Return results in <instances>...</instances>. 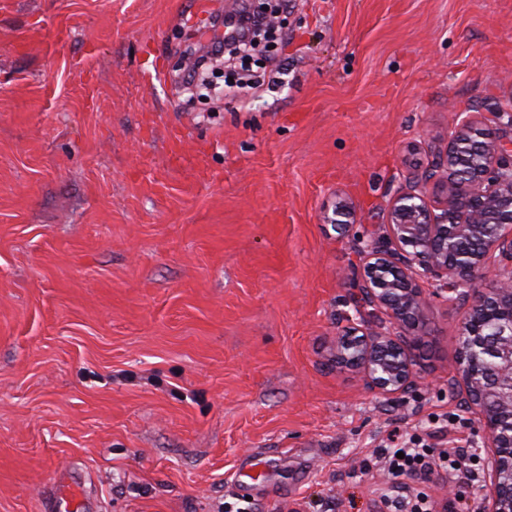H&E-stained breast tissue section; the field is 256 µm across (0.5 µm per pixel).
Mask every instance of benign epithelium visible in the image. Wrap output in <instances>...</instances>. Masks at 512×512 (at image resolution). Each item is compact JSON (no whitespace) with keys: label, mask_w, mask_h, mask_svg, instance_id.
Segmentation results:
<instances>
[{"label":"benign epithelium","mask_w":512,"mask_h":512,"mask_svg":"<svg viewBox=\"0 0 512 512\" xmlns=\"http://www.w3.org/2000/svg\"><path fill=\"white\" fill-rule=\"evenodd\" d=\"M512 113L482 105L462 110L431 163L413 169L389 201V232L364 251L362 302L402 327L417 326L433 294L468 304L457 348L463 402L483 432L482 471L489 483L484 512H512ZM324 221L343 231L351 208L337 201ZM492 278V286L479 281ZM331 361L355 370L383 394L413 384L414 349L365 315L336 337Z\"/></svg>","instance_id":"obj_1"}]
</instances>
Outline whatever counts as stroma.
Masks as SVG:
<instances>
[{"instance_id": "stroma-1", "label": "stroma", "mask_w": 512, "mask_h": 512, "mask_svg": "<svg viewBox=\"0 0 512 512\" xmlns=\"http://www.w3.org/2000/svg\"><path fill=\"white\" fill-rule=\"evenodd\" d=\"M207 2L0 0V512L61 473L85 512H388L393 436L458 415L485 455L450 384L466 307L432 283L415 389L330 358L402 174L465 105L512 107V0H288L260 86L198 103ZM404 484L481 512V481Z\"/></svg>"}]
</instances>
